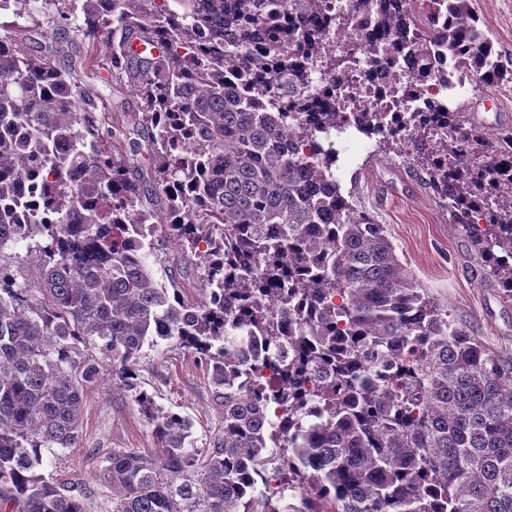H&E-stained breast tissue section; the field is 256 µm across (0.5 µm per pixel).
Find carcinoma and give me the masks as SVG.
<instances>
[{"mask_svg": "<svg viewBox=\"0 0 512 512\" xmlns=\"http://www.w3.org/2000/svg\"><path fill=\"white\" fill-rule=\"evenodd\" d=\"M155 2L52 0L56 24L78 14L85 38L121 31L110 74L139 104L110 127L71 80L77 41L60 38L48 58L0 37V512H88L90 491L37 470L41 449L80 446L106 364L79 343L96 339L130 390L141 350L176 341L211 366L224 409V434L194 448L189 418L135 392L158 448H114L96 470L112 512H512V358L448 318L342 191L324 134L344 103L316 123L282 110L276 77L251 80L261 60L232 21L259 19L273 55L303 44L339 67L353 53L282 27L288 0ZM30 3L0 0V15L31 18ZM425 14L352 0L340 30L355 39L368 15L395 48L426 25L470 78L512 83V57L495 53L469 0H427ZM136 40L158 54L128 51ZM447 113L437 143L421 127L411 149L378 143L417 163L512 297L507 136L483 138L452 99ZM485 192L498 205L481 227L469 206ZM157 226L206 253L201 300L148 266ZM37 235L32 276L1 251ZM270 473L281 492L256 493Z\"/></svg>", "mask_w": 512, "mask_h": 512, "instance_id": "carcinoma-1", "label": "carcinoma"}]
</instances>
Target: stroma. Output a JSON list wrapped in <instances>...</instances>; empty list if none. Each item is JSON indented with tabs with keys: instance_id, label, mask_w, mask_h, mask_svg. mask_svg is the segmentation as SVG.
Here are the masks:
<instances>
[{
	"instance_id": "1",
	"label": "stroma",
	"mask_w": 512,
	"mask_h": 512,
	"mask_svg": "<svg viewBox=\"0 0 512 512\" xmlns=\"http://www.w3.org/2000/svg\"><path fill=\"white\" fill-rule=\"evenodd\" d=\"M471 9L485 21L499 51L512 54V0H470ZM33 19H21L14 37L28 51L48 54L53 41L50 16L55 6L33 0ZM82 52L88 66L73 75L81 87L98 93L97 114L110 116L116 107L134 111L137 98L131 91L116 92L106 83L110 49L101 41H84ZM478 122L489 129H512V88L493 85L481 89L475 99ZM338 179L343 190H354L358 206L385 225L403 265L430 297L447 305L452 318L474 328L490 350L512 357V299L489 278L468 236L437 206L434 193L423 184L405 157L395 152L380 153L367 170L341 159ZM161 246L148 258L160 281L176 276L188 295L200 294L205 264L182 253L156 230ZM136 388L146 391L158 405L191 417L194 445L208 447L223 426L221 409L213 398L210 374L204 362L174 342L144 348L135 366ZM152 428L140 415L131 391L120 381L105 380L90 391L85 405L83 438L79 447L47 449L42 473L46 478L90 482L99 463L97 450L138 448L153 451Z\"/></svg>"
}]
</instances>
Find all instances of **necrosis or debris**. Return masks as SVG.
<instances>
[{
	"mask_svg": "<svg viewBox=\"0 0 512 512\" xmlns=\"http://www.w3.org/2000/svg\"><path fill=\"white\" fill-rule=\"evenodd\" d=\"M357 39L363 50L356 55L349 73L312 65L305 51L294 47L284 55H265L266 63L256 70L254 79L265 82L270 74L291 63L306 66L307 83L284 95L283 104L323 112L334 108L337 101H345L346 113L338 130L344 137L354 129L375 127L405 139L415 124L424 119L431 122L430 134L440 135L441 111L448 104V90L462 79L459 69L453 68L451 57L438 52L428 40L413 35L393 51L392 62L374 64L370 51L385 49L384 36L367 27Z\"/></svg>",
	"mask_w": 512,
	"mask_h": 512,
	"instance_id": "1",
	"label": "necrosis or debris"
}]
</instances>
